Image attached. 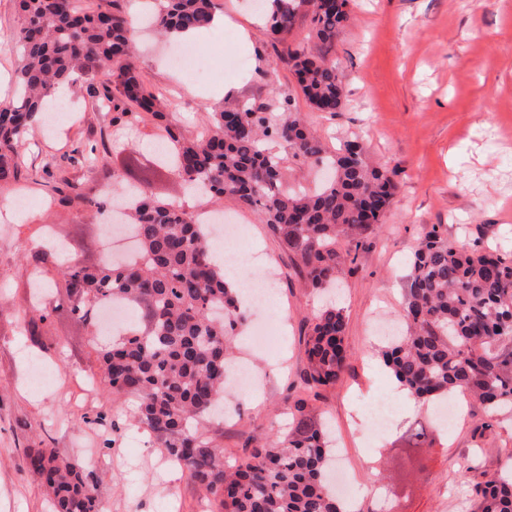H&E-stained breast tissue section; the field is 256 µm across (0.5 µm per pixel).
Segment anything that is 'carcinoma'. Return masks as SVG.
<instances>
[{"label": "carcinoma", "instance_id": "obj_1", "mask_svg": "<svg viewBox=\"0 0 512 512\" xmlns=\"http://www.w3.org/2000/svg\"><path fill=\"white\" fill-rule=\"evenodd\" d=\"M267 34L276 57L293 71L308 106L335 113L345 85L326 55L352 16L348 0H274ZM88 12L80 0H19L9 38L20 54L17 96L0 105V181L18 179V156L40 122L55 85L82 72L98 78L92 106L130 122L149 115L163 126L174 171L216 202L230 198L254 211L300 260L305 284L323 290L353 265L363 242L378 234L397 188L395 172L368 161L349 142L331 155L299 112L280 94L277 110L244 102L209 113L206 135L187 138L166 112L162 92L141 77L133 52L136 31L119 8ZM151 20L161 35L206 30L215 0H154ZM308 25L316 54L288 44L297 17ZM281 140L293 156L327 162L332 178L313 193L288 187L281 158L267 144ZM56 191L105 214L83 183L63 179ZM141 261L134 265L70 264L61 270L72 312L85 322L118 302L140 314L118 342L99 354V382L117 397L138 399L137 420L163 456L204 489L218 512H343L330 487L329 441L315 411L299 395L295 426L224 461V447L199 431V418L224 400V371L233 337L245 321L226 274L213 263L208 233L191 214L146 195L133 205ZM344 239L349 247L336 250ZM406 332L381 355L396 381L418 400L461 393L493 416L512 407V255L448 244L440 225L421 238L404 297ZM344 309L313 316L305 339L307 369L291 390L333 387L350 353ZM29 466L54 498L56 512H99L91 473L52 452L29 455ZM477 512H512V455L497 478L475 488Z\"/></svg>", "mask_w": 512, "mask_h": 512}]
</instances>
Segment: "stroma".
Segmentation results:
<instances>
[{
    "label": "stroma",
    "mask_w": 512,
    "mask_h": 512,
    "mask_svg": "<svg viewBox=\"0 0 512 512\" xmlns=\"http://www.w3.org/2000/svg\"><path fill=\"white\" fill-rule=\"evenodd\" d=\"M247 0H222L227 19L204 31L198 44L215 68L225 54L245 66L218 80L220 96L198 95L196 84L173 79L164 45L139 34L141 76L164 89L166 110L188 136H197L212 110L243 102L275 104L278 92L295 98L329 150L348 141L396 170L394 202L377 237L365 241L354 268H343L336 304L347 316L345 342L352 357L336 386L315 401L341 453L335 469L376 493L359 498V512H473L474 488L495 477L512 455V411L489 417L459 398L453 423H434L419 454L421 475L399 471L402 434L424 418L394 400V377L384 366V343L374 327L400 319L410 259L431 225L450 245L512 250V0H351V24L329 60L342 74L346 100L340 112L309 109L288 68L275 66L263 41L264 17ZM17 0H0V103L14 99L18 65L5 36L17 23ZM90 76H80L59 123L32 129L17 181L0 186V512H52L46 488L28 468L41 449L85 470L105 512H208L202 489L171 468L138 424L135 401L89 389L101 341L71 312L54 282L37 291L39 270L77 262L102 265L104 226L94 210L64 201L61 177L85 181L99 195L113 175L148 178L155 197L183 203L189 186L154 160L162 132L153 121L127 124L90 107ZM106 145L105 168L89 169L76 152ZM238 247L273 270L277 304L268 309L279 326L280 346L253 347L240 338L236 356L263 378L258 395L237 401L223 420L204 422L207 436L228 460L242 458L256 437L287 424L288 386L307 366L304 320L322 309V295L306 288L294 258L265 225H244ZM388 401L400 421L373 432L367 408ZM105 424H98V416ZM111 455L100 467L92 456Z\"/></svg>",
    "instance_id": "1"
}]
</instances>
